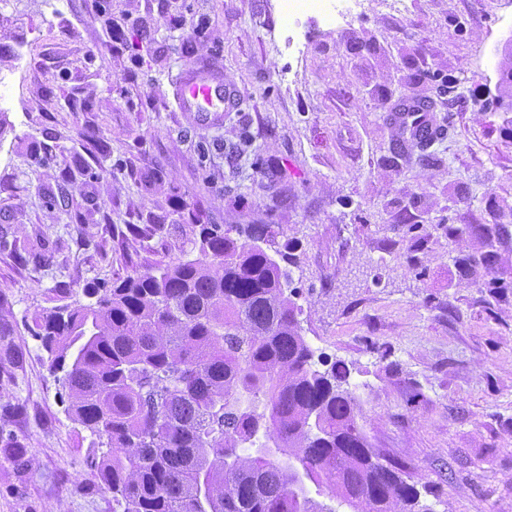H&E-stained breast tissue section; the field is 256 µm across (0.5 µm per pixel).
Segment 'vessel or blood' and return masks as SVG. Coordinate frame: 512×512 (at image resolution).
<instances>
[{
    "label": "vessel or blood",
    "instance_id": "vessel-or-blood-1",
    "mask_svg": "<svg viewBox=\"0 0 512 512\" xmlns=\"http://www.w3.org/2000/svg\"><path fill=\"white\" fill-rule=\"evenodd\" d=\"M174 97L180 111L197 113L200 121L207 123L232 107L235 92L225 84L222 72L210 66H201L179 73ZM398 121L411 135L423 140L432 141L439 136L422 105H405L398 114Z\"/></svg>",
    "mask_w": 512,
    "mask_h": 512
}]
</instances>
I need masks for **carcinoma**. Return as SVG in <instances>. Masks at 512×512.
<instances>
[{
    "label": "carcinoma",
    "instance_id": "obj_1",
    "mask_svg": "<svg viewBox=\"0 0 512 512\" xmlns=\"http://www.w3.org/2000/svg\"><path fill=\"white\" fill-rule=\"evenodd\" d=\"M512 98V44L501 66ZM200 257L85 291L30 331L65 373L68 412L122 512H417L372 452L347 371L312 368L271 225L194 224Z\"/></svg>",
    "mask_w": 512,
    "mask_h": 512
}]
</instances>
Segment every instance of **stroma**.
Segmentation results:
<instances>
[{
	"mask_svg": "<svg viewBox=\"0 0 512 512\" xmlns=\"http://www.w3.org/2000/svg\"><path fill=\"white\" fill-rule=\"evenodd\" d=\"M511 39L512 0L295 29L278 0H0V512H113L32 317L179 256L183 224L292 243L300 333L373 451L427 512H512ZM203 64L237 91L208 127L173 88ZM407 100L437 140L400 131Z\"/></svg>",
	"mask_w": 512,
	"mask_h": 512,
	"instance_id": "obj_1",
	"label": "stroma"
}]
</instances>
